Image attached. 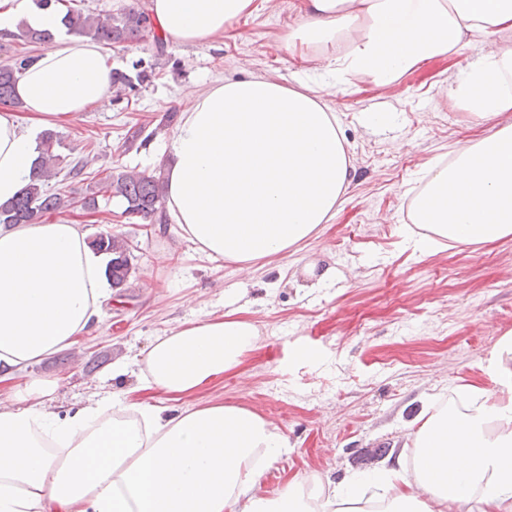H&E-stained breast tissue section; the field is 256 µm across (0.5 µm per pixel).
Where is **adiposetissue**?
Segmentation results:
<instances>
[{"label": "adipose tissue", "mask_w": 512, "mask_h": 512, "mask_svg": "<svg viewBox=\"0 0 512 512\" xmlns=\"http://www.w3.org/2000/svg\"><path fill=\"white\" fill-rule=\"evenodd\" d=\"M256 0H150L158 32L175 47L214 40L258 11ZM282 41L342 71L390 80L474 33L512 30V0H299ZM55 35L19 77L29 114L0 111V204L29 182L45 126L72 119L112 89L98 44L66 32L33 0H0V33L19 21ZM485 119L512 112V48L471 63L449 91ZM181 119L163 152L166 207L207 257L249 267L286 253L336 215L350 178L336 116L307 79L227 80L180 99ZM432 162L414 203L432 254L512 236V125ZM106 258L79 225H0V383L99 326L112 296ZM257 340L227 314L159 337L143 359L141 387L195 390L234 367ZM512 336L487 371L499 385L461 393L464 409L419 415L408 436L411 464L349 474L331 491L295 481L269 498L264 471L287 439L254 412L212 404L175 411L105 394L58 416L40 402L51 382L34 378L0 408V512H512Z\"/></svg>", "instance_id": "adipose-tissue-1"}]
</instances>
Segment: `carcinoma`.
<instances>
[{"label":"carcinoma","mask_w":512,"mask_h":512,"mask_svg":"<svg viewBox=\"0 0 512 512\" xmlns=\"http://www.w3.org/2000/svg\"><path fill=\"white\" fill-rule=\"evenodd\" d=\"M63 20L71 31L105 46L138 43L153 29L149 15L134 5L108 19L71 9L63 16ZM35 60L36 56L25 52L17 55L10 63L0 65V104L15 103L16 82ZM59 145L60 140L55 132L49 130L44 133L38 146L36 172L14 201L0 205V224H35L43 217L72 205L68 196L51 190L49 186V181L60 173V155L55 152ZM97 185L101 196L86 198L88 206L96 207L100 197H117L125 203V214L141 220L146 226L156 225L164 229L167 220L163 209L165 178L162 171L111 172L99 178ZM92 245L96 250L111 255L105 275L112 287L124 286L132 271L127 239L122 233L109 229L97 234Z\"/></svg>","instance_id":"carcinoma-1"}]
</instances>
